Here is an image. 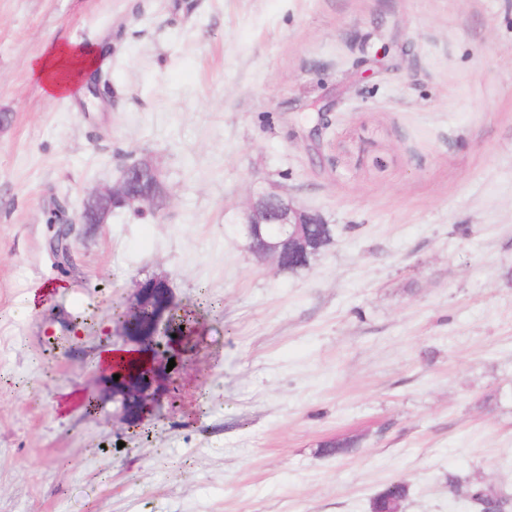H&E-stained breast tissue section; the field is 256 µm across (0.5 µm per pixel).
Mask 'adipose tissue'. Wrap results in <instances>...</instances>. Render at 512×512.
I'll list each match as a JSON object with an SVG mask.
<instances>
[{
	"label": "adipose tissue",
	"instance_id": "1",
	"mask_svg": "<svg viewBox=\"0 0 512 512\" xmlns=\"http://www.w3.org/2000/svg\"><path fill=\"white\" fill-rule=\"evenodd\" d=\"M102 59L99 47L61 44L35 57L30 69L47 99L69 98L81 93L84 74L98 67Z\"/></svg>",
	"mask_w": 512,
	"mask_h": 512
}]
</instances>
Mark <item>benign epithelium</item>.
<instances>
[{
    "instance_id": "1",
    "label": "benign epithelium",
    "mask_w": 512,
    "mask_h": 512,
    "mask_svg": "<svg viewBox=\"0 0 512 512\" xmlns=\"http://www.w3.org/2000/svg\"><path fill=\"white\" fill-rule=\"evenodd\" d=\"M145 166L153 171L157 186L166 190V186L161 183L162 170L156 162L143 159L128 164L115 183L89 193L82 207L67 213L65 224L68 231H73L77 224L108 223L109 210H92L91 204L94 202L110 203L120 199L128 207L140 209L145 204V197L131 192L129 185L139 169ZM226 223L240 227L247 250L255 259L276 265L289 254L303 253L310 257L318 255L325 239L333 233V225L321 214L302 208L289 197L263 186L253 192L247 208L229 216ZM264 224L278 225V238L272 242H253ZM314 224L322 225L321 234L307 233V226ZM140 317V307L134 302L128 303L125 319L115 322L113 335L119 337L123 347L129 349V360H115L112 365L96 370L93 389L86 394L83 402L84 412L89 417L96 416L104 405L116 397L122 402L136 403L138 412L134 420L123 407L112 413V419L128 429L141 426L144 417L159 407L161 400L168 398L175 401L180 373L189 353L195 349L193 338L198 335V329L202 328L199 324L194 331L183 336H166L165 317L160 316L155 321L152 333L132 336L130 329L134 328ZM171 359L175 360V366L169 371L167 364ZM115 374L119 375V379L113 378Z\"/></svg>"
}]
</instances>
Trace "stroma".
Wrapping results in <instances>:
<instances>
[{"mask_svg":"<svg viewBox=\"0 0 512 512\" xmlns=\"http://www.w3.org/2000/svg\"><path fill=\"white\" fill-rule=\"evenodd\" d=\"M56 43L103 50L94 103L46 100ZM1 112L0 512H476L452 475L512 512V0H0ZM143 158L166 208L58 262L51 201ZM257 183L335 224L308 268L225 223ZM154 275L218 306L141 438L60 401ZM407 495L408 489L406 485L399 482L391 483L372 498L370 505L371 511L393 512L395 509H401Z\"/></svg>","mask_w":512,"mask_h":512,"instance_id":"1","label":"stroma"}]
</instances>
